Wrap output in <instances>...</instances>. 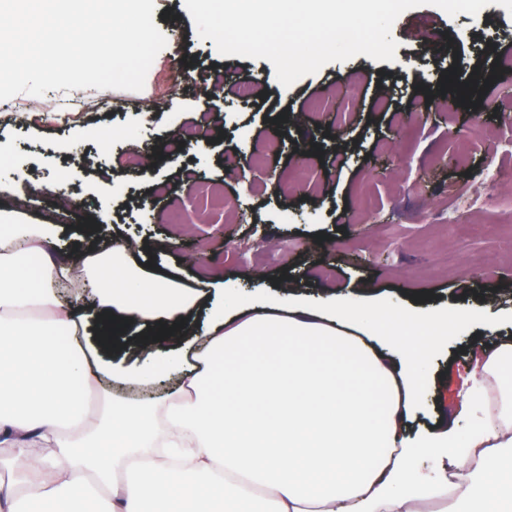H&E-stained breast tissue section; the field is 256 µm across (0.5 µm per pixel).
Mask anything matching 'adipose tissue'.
<instances>
[{
    "instance_id": "1",
    "label": "adipose tissue",
    "mask_w": 512,
    "mask_h": 512,
    "mask_svg": "<svg viewBox=\"0 0 512 512\" xmlns=\"http://www.w3.org/2000/svg\"><path fill=\"white\" fill-rule=\"evenodd\" d=\"M58 235L56 223L0 210V512H183L195 483L250 498L253 512H512V397L501 389L511 341L472 363L447 420L411 438L422 363L447 315L355 310L334 294L316 306L292 292L246 313L144 269L121 242L57 261ZM61 280L71 303L56 295ZM205 305L215 316L199 333L141 341L128 358L131 328L171 327ZM165 375L178 389L158 402L87 405L108 385ZM464 414L477 428L461 460ZM422 453L446 459L448 474L422 476Z\"/></svg>"
}]
</instances>
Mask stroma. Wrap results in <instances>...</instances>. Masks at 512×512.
I'll list each match as a JSON object with an SVG mask.
<instances>
[{
  "label": "stroma",
  "instance_id": "35a3bbf8",
  "mask_svg": "<svg viewBox=\"0 0 512 512\" xmlns=\"http://www.w3.org/2000/svg\"><path fill=\"white\" fill-rule=\"evenodd\" d=\"M167 38L140 92L65 88L0 101V209L43 223L59 199L70 220L57 250L121 240L155 272L186 283L221 281L250 309L289 284L315 298L332 290L359 308L416 305L458 311L459 328L431 352L418 422L441 418L481 341L512 340V193L487 213L448 223V204L489 166L512 168V71L479 75L481 49L512 52V15L499 5L448 16L407 10L393 25L395 62L358 55L281 86L265 59L222 56L200 39L184 0H155ZM180 56L191 79L155 83ZM254 92L241 100L238 83ZM77 99L73 125L54 107ZM26 104V119L12 114ZM152 120H144V113ZM193 144L173 151V139ZM138 165L127 162L128 153ZM309 180L279 190L297 164ZM162 193L160 204L145 201ZM178 238L175 252L164 248Z\"/></svg>",
  "mask_w": 512,
  "mask_h": 512
}]
</instances>
